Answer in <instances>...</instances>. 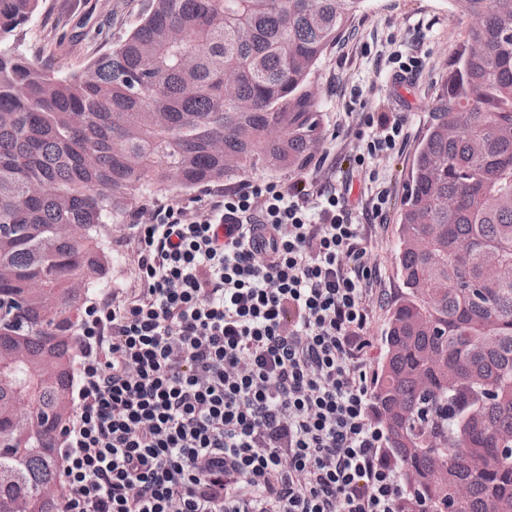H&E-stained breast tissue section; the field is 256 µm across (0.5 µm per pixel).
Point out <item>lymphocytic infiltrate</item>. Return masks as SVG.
Wrapping results in <instances>:
<instances>
[{
	"instance_id": "1",
	"label": "lymphocytic infiltrate",
	"mask_w": 512,
	"mask_h": 512,
	"mask_svg": "<svg viewBox=\"0 0 512 512\" xmlns=\"http://www.w3.org/2000/svg\"><path fill=\"white\" fill-rule=\"evenodd\" d=\"M369 167L404 118L359 133ZM140 287L92 307L64 512H396L370 416L368 265L347 198L246 182L137 227Z\"/></svg>"
}]
</instances>
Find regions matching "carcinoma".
Segmentation results:
<instances>
[{
    "label": "carcinoma",
    "mask_w": 512,
    "mask_h": 512,
    "mask_svg": "<svg viewBox=\"0 0 512 512\" xmlns=\"http://www.w3.org/2000/svg\"><path fill=\"white\" fill-rule=\"evenodd\" d=\"M40 2L0 0V512H64L79 326L126 202L301 167L323 138L311 75L364 0H152L68 76L4 47ZM452 2L475 24L400 203L374 403L397 512H442L457 488L454 512H512V0Z\"/></svg>",
    "instance_id": "carcinoma-1"
}]
</instances>
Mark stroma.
I'll use <instances>...</instances> for the list:
<instances>
[{"instance_id":"obj_1","label":"stroma","mask_w":512,"mask_h":512,"mask_svg":"<svg viewBox=\"0 0 512 512\" xmlns=\"http://www.w3.org/2000/svg\"><path fill=\"white\" fill-rule=\"evenodd\" d=\"M150 0H42L39 12L11 36L16 53L67 75L82 70L96 55L119 44L147 11ZM473 24L451 0H365L363 9L340 39L321 57L311 79L320 103L319 122L324 138L301 169L270 171L262 167L225 178L224 182L187 192L150 191L130 200L112 232V268L108 288L95 302L112 298L123 302L139 285L134 223L149 220L162 206L189 204L203 209L216 191L246 181H274L291 186L300 180L330 182L337 190L352 186L353 200H364L374 189L370 170L358 168L354 135L362 114L374 118L397 114L407 119L402 147L382 154L373 163L390 193L385 217L356 209L355 222L367 247L368 263L378 273L384 295L372 303L367 336L368 364L379 371L385 355L389 311L401 292L397 274L398 209L408 187L416 149L432 121L433 108L448 78V64ZM419 56L415 75L395 77L390 58Z\"/></svg>"}]
</instances>
